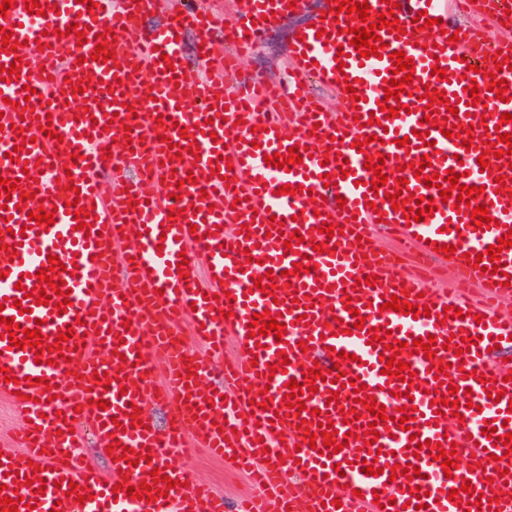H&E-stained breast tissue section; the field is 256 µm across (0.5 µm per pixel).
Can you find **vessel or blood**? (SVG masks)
I'll use <instances>...</instances> for the list:
<instances>
[{
  "mask_svg": "<svg viewBox=\"0 0 512 512\" xmlns=\"http://www.w3.org/2000/svg\"><path fill=\"white\" fill-rule=\"evenodd\" d=\"M0 17V26L14 30L15 55L0 51V176L17 180V189H0V316L24 329H39L50 345L48 361L36 362L31 348H18L0 325V368L10 381L0 380V396L9 398L23 421L18 447L10 464L0 465V485L6 496L21 495L18 512H224V499L195 480L185 467L165 462V451L196 442L214 457L234 461L237 469L261 486L264 496L242 501L238 512H419L409 500L421 489L420 512H512V500L475 505L464 484L486 493L505 486L502 470H512L505 447L483 435L512 432V366L492 363L489 349L512 345V319L495 313V302L512 295V250L502 251L504 274L493 275L466 261V254L485 252L512 229V156L500 133H512V87L497 99L491 79L512 83V70L496 69L494 57H512V42L490 47L476 26H431V45L413 37L419 12L428 18L448 17L449 0H398L396 16L403 26L394 36L378 30L384 47L377 56L361 57L351 44L352 20L346 14L325 13L303 28L294 41L293 65L286 79L254 80L226 91L247 52L269 25L288 16L291 0H245L232 23L206 10L169 11L166 21L146 27L144 19L161 9L162 0H39L47 15L28 13L23 0ZM471 12L501 21L505 0H474ZM78 25L84 38L66 35ZM120 32L113 58L90 59L98 34ZM196 32L197 47L186 51L184 36ZM45 48H38V39ZM345 60H337V52ZM413 59L411 94H400L406 110L386 117L385 82L392 77L391 52ZM18 61V78L6 79L4 66ZM446 71L439 81L433 68ZM316 79L342 94L343 108L332 116L310 99L308 79ZM355 93H347L349 80ZM477 82L485 106L474 105L468 86ZM83 92H74V85ZM444 92L446 103L426 104L425 87ZM435 118L458 110L455 125L467 126L471 147L446 138L425 122L424 108ZM130 137V148L119 154L106 149L116 138ZM407 138L405 146L396 141ZM29 150H21L23 139ZM364 143L355 149L354 140ZM198 146L200 160L183 166L175 146ZM304 146L308 154L291 170L266 165L264 158ZM498 153L491 166L508 178L498 191L495 175L480 169L485 147ZM385 156L386 185L371 191L374 173L365 168L368 156ZM428 157L422 177L413 163ZM347 158L340 170L339 158ZM452 169L460 184L482 187L478 203L489 206L490 222L476 226L466 205L446 203L433 215L407 222L393 210L386 195L400 188L408 207L417 198H435L437 187L425 179ZM71 178L73 190L59 186ZM295 195L278 194L283 185ZM31 199H21V191ZM90 211L87 230L76 227L75 208ZM54 210V225L29 220L39 209ZM342 226L343 234L323 238L322 224ZM411 243L414 253L439 259L436 245L455 246L451 265L463 273L462 284L450 296L424 292V276L405 273L391 253L369 242L371 225ZM302 243H290L293 231ZM125 243L114 253L115 243ZM326 250L314 252L313 243ZM310 255L314 271H286L301 255ZM66 265L60 273L71 294L65 313H58L57 294L48 304L25 297L38 286V270L48 268L49 256ZM274 277V296L254 290L257 277ZM376 275L375 286L362 284ZM365 319L355 328L346 309ZM422 296L428 313L405 315L382 310L385 297ZM19 298L20 306L9 303ZM451 306L453 315L443 313ZM280 314L286 325L282 339L251 338L254 314ZM188 324L204 347L201 355L184 350L177 328ZM74 327L75 334L54 349L58 333ZM378 340H371L370 329ZM468 330L476 343L464 348L458 334ZM435 336L436 361L448 364L444 380H435L432 361L410 355L412 383L384 375L383 337L405 342ZM232 338L242 357L224 367L223 386L203 384L211 360L224 356V340ZM464 356H456V349ZM345 359H338V352ZM286 354L285 371L271 372L279 354ZM163 361L164 380L155 376ZM339 366V383L318 381L317 392H304V411L287 408L286 385L302 379L306 370ZM107 375L96 381V373ZM485 382H478V375ZM364 390H356V383ZM460 389L459 417L449 406L435 408L432 391ZM501 391L500 401L488 399ZM338 392L340 404L327 400ZM375 399L390 422L377 421L363 402ZM106 400L99 409L98 400ZM168 405L167 428L154 425L150 410ZM413 405L410 429L395 415ZM356 409L358 418L345 422L343 410ZM333 423L335 440L343 448L330 454L324 444L310 446L308 433H321ZM379 438L367 444L366 433ZM116 456L109 474H102L81 453L87 437ZM139 460L123 461L124 448ZM111 448V447H110ZM455 449L457 456L479 461L475 470L461 467L444 474L433 453ZM286 456L289 469L278 464ZM376 462L378 476L363 472ZM414 463L419 477L389 478L395 464ZM47 482L45 493L27 485L33 466ZM175 480L167 495L153 501L114 492L121 480L131 486L148 484L156 490L157 475ZM87 488L91 500L79 504L68 497L70 485ZM461 492L449 500L450 489Z\"/></svg>",
  "mask_w": 512,
  "mask_h": 512,
  "instance_id": "vessel-or-blood-1",
  "label": "vessel or blood"
}]
</instances>
